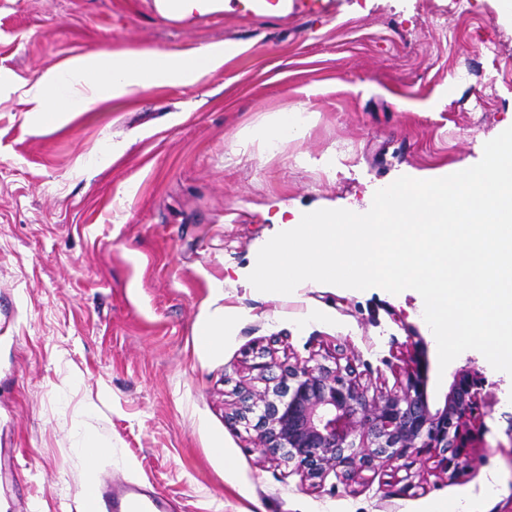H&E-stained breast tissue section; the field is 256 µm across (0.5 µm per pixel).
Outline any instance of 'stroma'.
I'll list each match as a JSON object with an SVG mask.
<instances>
[{"mask_svg": "<svg viewBox=\"0 0 512 512\" xmlns=\"http://www.w3.org/2000/svg\"><path fill=\"white\" fill-rule=\"evenodd\" d=\"M315 0L172 22L151 0H0V512H90L86 488L133 482L170 512H512V376L476 350L439 368L424 301L325 284L288 295L248 280L277 216L365 211L397 178L480 161L512 126V12L503 0ZM224 63L61 124H32L22 86L99 51ZM303 138L246 137L275 112ZM335 159L333 168L319 164ZM228 309L218 349L197 329ZM441 406L478 369L483 423L457 477L412 452L314 487L264 457L228 415L255 350L353 360L362 383L404 379L415 338ZM106 447L88 471L78 431Z\"/></svg>", "mask_w": 512, "mask_h": 512, "instance_id": "35a3bbf8", "label": "stroma"}]
</instances>
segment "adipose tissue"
I'll return each instance as SVG.
<instances>
[{"label":"adipose tissue","instance_id":"ef3b65f1","mask_svg":"<svg viewBox=\"0 0 512 512\" xmlns=\"http://www.w3.org/2000/svg\"><path fill=\"white\" fill-rule=\"evenodd\" d=\"M221 54L204 47L171 64L165 53L129 52L121 56L102 52L94 59H74L42 74L28 86L21 102L33 123L62 119L74 107L90 110L102 101L151 88L162 81L219 67Z\"/></svg>","mask_w":512,"mask_h":512}]
</instances>
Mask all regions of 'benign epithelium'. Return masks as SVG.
<instances>
[{"instance_id": "1", "label": "benign epithelium", "mask_w": 512, "mask_h": 512, "mask_svg": "<svg viewBox=\"0 0 512 512\" xmlns=\"http://www.w3.org/2000/svg\"><path fill=\"white\" fill-rule=\"evenodd\" d=\"M255 353L252 385L238 391L231 419L254 432L261 453L313 486L333 474L349 482L413 450L439 457L443 472L468 467L465 433L481 416L480 370L459 373L444 403L432 408L426 344L412 343L404 381L369 393L352 361L282 363Z\"/></svg>"}]
</instances>
